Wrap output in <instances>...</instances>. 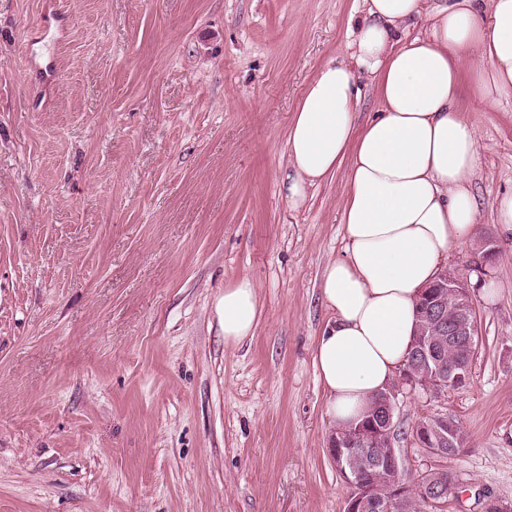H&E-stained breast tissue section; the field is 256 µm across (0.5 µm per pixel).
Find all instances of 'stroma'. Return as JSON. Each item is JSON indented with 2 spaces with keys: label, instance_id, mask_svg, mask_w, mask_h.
Returning a JSON list of instances; mask_svg holds the SVG:
<instances>
[{
  "label": "stroma",
  "instance_id": "1",
  "mask_svg": "<svg viewBox=\"0 0 512 512\" xmlns=\"http://www.w3.org/2000/svg\"><path fill=\"white\" fill-rule=\"evenodd\" d=\"M363 0H0V512H344L313 354L325 267L343 255L345 171L291 211L297 104L351 63ZM475 127L479 349L462 388L401 385L405 473L445 468L443 512L512 503V94ZM494 239V262L477 246ZM262 314L224 343V287ZM492 280L485 290L484 280ZM468 435L447 458L412 429ZM454 421L447 416H434L428 421L419 423L413 431L415 443L419 448H425L431 456H439L437 448H444V455L439 457L456 454L467 443L468 436L460 426V431L463 434L462 444L457 445V448H446L449 445H456L458 439V426Z\"/></svg>",
  "mask_w": 512,
  "mask_h": 512
}]
</instances>
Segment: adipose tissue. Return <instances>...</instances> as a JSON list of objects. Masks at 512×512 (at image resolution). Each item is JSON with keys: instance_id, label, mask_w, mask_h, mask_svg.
<instances>
[{"instance_id": "ef3b65f1", "label": "adipose tissue", "mask_w": 512, "mask_h": 512, "mask_svg": "<svg viewBox=\"0 0 512 512\" xmlns=\"http://www.w3.org/2000/svg\"><path fill=\"white\" fill-rule=\"evenodd\" d=\"M423 20L424 31L405 37ZM355 65L329 60L308 84L288 127L281 193L299 210L309 186L347 167L344 255L322 274L331 318L313 365L333 427L354 423L409 357L415 306L453 248L473 238L471 191L479 160L459 108L464 73L494 109L512 94V0H364ZM377 82L381 109L357 125L360 75ZM224 342L252 335L255 285L227 284L217 304Z\"/></svg>"}]
</instances>
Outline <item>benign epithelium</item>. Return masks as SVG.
Listing matches in <instances>:
<instances>
[{
  "mask_svg": "<svg viewBox=\"0 0 512 512\" xmlns=\"http://www.w3.org/2000/svg\"><path fill=\"white\" fill-rule=\"evenodd\" d=\"M422 306L426 320L419 331L414 358L404 371V383L426 391H437L450 385L464 386L469 380V368L462 363L443 361V341L448 347H465L469 359L478 350V328L469 280L457 271L445 270L424 290ZM399 386L379 392L367 411L365 420L357 425L335 429L329 436V452L336 470L350 486L345 512H393L408 486L396 482L383 495L377 485L365 477L358 466L377 471H393L397 460L388 451L387 439L394 426V411ZM457 424L447 417L434 416L418 424L414 430L415 443L435 456L437 449L456 444ZM429 480L420 487V498L431 500L444 490H453L456 476L441 469H429Z\"/></svg>",
  "mask_w": 512,
  "mask_h": 512,
  "instance_id": "7a95c632",
  "label": "benign epithelium"
}]
</instances>
